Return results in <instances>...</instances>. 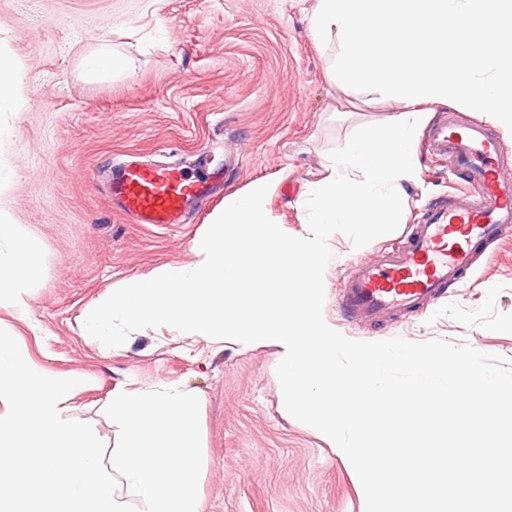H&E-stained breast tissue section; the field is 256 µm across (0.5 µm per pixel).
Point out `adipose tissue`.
<instances>
[{
  "label": "adipose tissue",
  "mask_w": 512,
  "mask_h": 512,
  "mask_svg": "<svg viewBox=\"0 0 512 512\" xmlns=\"http://www.w3.org/2000/svg\"><path fill=\"white\" fill-rule=\"evenodd\" d=\"M13 242L14 249L7 258H0V297L9 299L18 310H26L30 281L24 269V257L36 249L37 242L8 213L0 209V241Z\"/></svg>",
  "instance_id": "1"
}]
</instances>
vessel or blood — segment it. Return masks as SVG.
<instances>
[{"label": "vessel or blood", "instance_id": "b4317fda", "mask_svg": "<svg viewBox=\"0 0 512 512\" xmlns=\"http://www.w3.org/2000/svg\"><path fill=\"white\" fill-rule=\"evenodd\" d=\"M423 147L461 187L418 210L397 246L352 264L338 304L356 324L427 308L471 272L481 246L512 240V146L484 123L448 111L429 126ZM221 183L208 171L129 159L113 165L106 189L130 223L158 226L187 223Z\"/></svg>", "mask_w": 512, "mask_h": 512}]
</instances>
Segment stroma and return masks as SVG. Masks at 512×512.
Returning a JSON list of instances; mask_svg holds the SVG:
<instances>
[{
	"label": "stroma",
	"instance_id": "1",
	"mask_svg": "<svg viewBox=\"0 0 512 512\" xmlns=\"http://www.w3.org/2000/svg\"><path fill=\"white\" fill-rule=\"evenodd\" d=\"M312 0H0V55L17 71L18 102L0 110V208L38 242L26 262L25 316L0 303V329L26 356L81 383L73 417L107 448L119 428L106 416L120 385L174 384L200 400L202 512H366L360 482L336 448L280 408L278 350L188 339L166 326L132 332L102 350L83 329L88 309L128 280L194 262L224 197L264 181L269 218L303 234L305 191L332 150L363 126L400 115L397 104L346 89L328 72L335 44L318 45ZM113 50L132 70L89 77L85 56ZM127 153L232 169V179L191 223H128L100 176ZM407 212L447 194L448 176L423 153ZM393 239L330 242L323 317L352 340L440 338L512 366V248L487 261L438 303L382 326L347 321L337 299L350 264Z\"/></svg>",
	"mask_w": 512,
	"mask_h": 512
}]
</instances>
